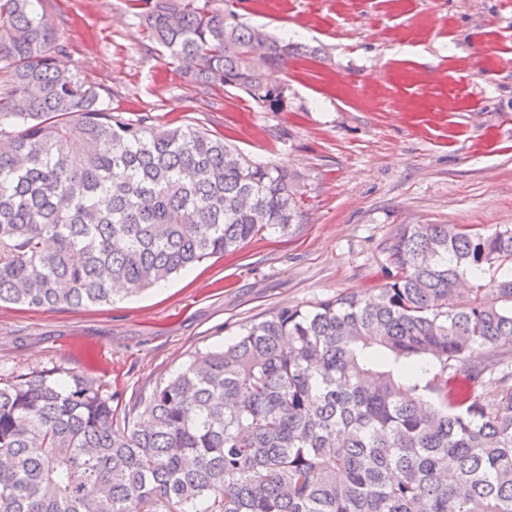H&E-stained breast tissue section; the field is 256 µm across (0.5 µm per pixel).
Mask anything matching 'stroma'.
Instances as JSON below:
<instances>
[{"label": "stroma", "instance_id": "stroma-1", "mask_svg": "<svg viewBox=\"0 0 512 512\" xmlns=\"http://www.w3.org/2000/svg\"><path fill=\"white\" fill-rule=\"evenodd\" d=\"M79 71L114 111L198 127L300 176L301 218L164 285L109 304L0 303V373L61 368L112 394L116 426L196 352L242 324L384 282L402 224L512 227V0H233L251 24L298 26L319 58L268 71L284 112L232 87L188 83L184 63L127 0H42Z\"/></svg>", "mask_w": 512, "mask_h": 512}]
</instances>
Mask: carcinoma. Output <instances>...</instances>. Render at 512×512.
Here are the masks:
<instances>
[{
    "label": "carcinoma",
    "mask_w": 512,
    "mask_h": 512,
    "mask_svg": "<svg viewBox=\"0 0 512 512\" xmlns=\"http://www.w3.org/2000/svg\"><path fill=\"white\" fill-rule=\"evenodd\" d=\"M130 2L190 82L268 112L288 86L255 59L317 54L229 0ZM64 52L0 0V302L108 304L298 223L297 175L112 110ZM387 251L381 287L243 325L122 429L78 374L0 376V512H512V228L404 224ZM486 345L511 350L472 363Z\"/></svg>",
    "instance_id": "1"
}]
</instances>
